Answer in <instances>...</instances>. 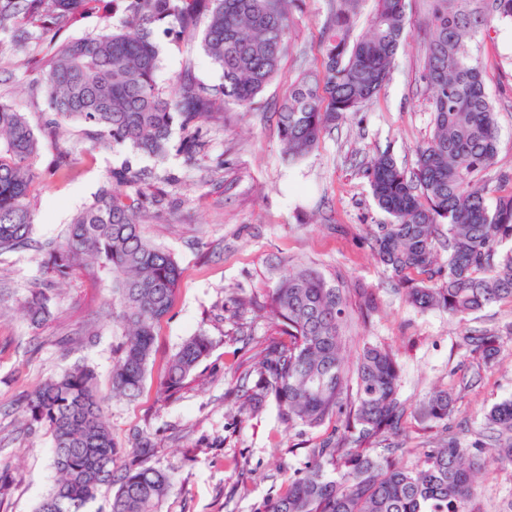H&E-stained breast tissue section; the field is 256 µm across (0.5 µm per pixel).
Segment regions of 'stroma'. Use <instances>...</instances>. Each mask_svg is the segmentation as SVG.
Here are the masks:
<instances>
[{"label":"stroma","instance_id":"35a3bbf8","mask_svg":"<svg viewBox=\"0 0 512 512\" xmlns=\"http://www.w3.org/2000/svg\"><path fill=\"white\" fill-rule=\"evenodd\" d=\"M410 7L407 45L377 98L348 114L294 164L283 158L276 112L296 75L320 64L326 0H303L294 12L290 36L298 52L284 60L264 91V108L234 109L223 127L203 124L206 149L192 164L175 150L159 166L124 148H92L75 123L63 124L59 136L44 134L45 98L30 86L48 41L34 39L21 53L0 41V100L24 112L40 132L36 165L45 173L33 197L31 246L0 255V512H35L56 479L49 430L25 425L26 396L76 365L94 371L102 392L111 388L119 339L108 315V284L72 275L56 290L50 316L36 328L23 305L47 279L41 243L59 239L112 169L126 163L176 179L165 185L161 203L150 208L144 232L175 257L182 270L179 289L171 312L155 329L139 394L111 400L105 408L122 463L131 464L130 450L145 434L156 446L155 463L171 474L173 487L159 512H259L304 468L310 448L334 431L331 422L313 429L287 426L271 396L253 415L239 413L237 390L255 384L262 350L287 340L260 306L282 279L301 268L351 288L348 355L367 343L397 352L399 393L407 409L391 437L407 449L400 465L414 466L422 449L448 437L468 445L482 436L490 407L512 398V305H491L463 322L439 310H418L373 250L374 230L386 217L373 202L366 167L384 151L399 165L413 167L417 146L431 134L419 55L429 0H411ZM201 38L198 32L157 36V78L164 91H173L187 69L209 88L222 86V71L204 54ZM471 49L497 112L498 155L483 176L493 190L498 172H512V26L481 31ZM62 146L74 162L67 179L50 174ZM362 286L377 307L366 322L357 317L362 300L355 290ZM471 330L498 334L493 367H485L467 344ZM198 332L211 337L209 354L179 391L163 393L170 357ZM446 388L456 395L448 425L420 421L414 414L420 401ZM477 501L482 512H506L512 505V465L487 457Z\"/></svg>","mask_w":512,"mask_h":512}]
</instances>
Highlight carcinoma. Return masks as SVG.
<instances>
[{
	"instance_id": "1",
	"label": "carcinoma",
	"mask_w": 512,
	"mask_h": 512,
	"mask_svg": "<svg viewBox=\"0 0 512 512\" xmlns=\"http://www.w3.org/2000/svg\"><path fill=\"white\" fill-rule=\"evenodd\" d=\"M103 0H0V35L23 48L38 34L71 27ZM301 0H127L125 15L100 33L56 41L43 64L49 112L45 125L68 119L84 124L94 145L126 147L164 161L173 128L179 150L193 162L205 151L201 125L224 122L230 107L251 108L272 82L290 42V16ZM410 0H328L320 30L321 66L298 76L278 112L287 160L317 147L328 129L379 94L410 29ZM206 56L223 72L215 94L187 74L172 94L158 86L155 28L162 22L191 32L200 17ZM368 33L356 34L360 22ZM512 24V0H430L422 46L432 134L415 150L410 170L388 152L367 168L375 205L388 216L376 225L374 249L406 300L464 321L501 303L512 305V173L509 187L489 204L482 174L498 153L497 113L483 72L470 52L477 33ZM39 140L26 115L0 101V254L31 245V194L42 178ZM163 177L129 165L112 170L92 203L76 212L58 241L43 245V267L56 280L77 272L112 283V335L122 337L110 392H100L92 369L65 370L27 396L32 425L48 427L57 480L35 512H86L104 487L117 486L111 512H158L171 489L169 474L153 462L155 446L140 437L137 463L117 464L118 451L104 416L114 397L142 387L156 325L170 312L181 270L173 256L144 236L143 187ZM50 289L25 301L32 325L50 314ZM347 290L303 268L282 280L261 309L291 342L268 347L258 389L242 402L259 408L272 392L283 422L317 428L335 420L343 434L310 449L309 462L262 512H481L474 486L483 456L512 464V400L486 414L490 436L468 446L456 438L423 450L420 464L397 465L400 449L372 446L398 430L405 414L398 395L399 364L388 347L365 344L355 361L344 354L349 319ZM472 351L489 365L497 335L475 331ZM212 339L200 332L171 357L165 387H182L208 354ZM426 422L448 424L454 398L432 393L417 411Z\"/></svg>"
}]
</instances>
